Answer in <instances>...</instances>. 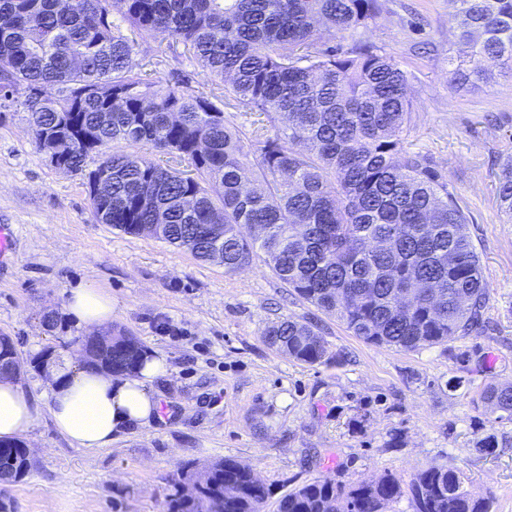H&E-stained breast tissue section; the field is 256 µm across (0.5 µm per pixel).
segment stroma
Instances as JSON below:
<instances>
[{
	"mask_svg": "<svg viewBox=\"0 0 512 512\" xmlns=\"http://www.w3.org/2000/svg\"><path fill=\"white\" fill-rule=\"evenodd\" d=\"M382 3L368 27L324 41L341 50L369 43L405 71L415 105L406 142L468 216L489 288L485 330L416 351L369 345L278 280L264 254L228 274L98 223L83 174L51 166L28 113L6 110L0 224L13 225L16 247L0 264V335L28 361L71 356L84 331L65 300L90 283L111 296L113 327L164 354L167 372L154 382L160 410L150 426L107 448H78L52 423L40 370L25 367L21 379L42 407L20 437L33 466L22 481L0 485V512H163L179 463L221 458L248 465L269 487L265 512L317 477L357 483L391 473L406 483L431 462L460 469L473 491L493 497L494 512H512V421L474 405L489 383L512 382V223L496 195L512 157V70L449 86L450 70L469 67L451 0ZM136 60L162 85L180 70L188 89H213L176 39L147 40ZM283 318L316 326L344 360L308 365L268 346L266 327ZM453 377L463 380L454 391ZM489 434L497 448L479 451Z\"/></svg>",
	"mask_w": 512,
	"mask_h": 512,
	"instance_id": "stroma-1",
	"label": "stroma"
}]
</instances>
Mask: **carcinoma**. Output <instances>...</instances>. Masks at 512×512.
I'll return each instance as SVG.
<instances>
[{"mask_svg": "<svg viewBox=\"0 0 512 512\" xmlns=\"http://www.w3.org/2000/svg\"><path fill=\"white\" fill-rule=\"evenodd\" d=\"M453 2L472 67L448 72V87L511 68L512 0ZM381 10V0H0V108L28 112L39 150H62L86 183L110 171L107 195L90 197L97 222L129 235L161 224V241L198 260L224 251L227 273L249 266L259 248L279 280L363 342L445 345L481 329L489 300L468 218L442 174L405 147L414 104L399 63L368 44L340 52L322 43ZM170 37L219 80L223 99L163 87L141 70L140 42ZM107 86L110 100L99 94ZM228 108L283 124L247 144ZM103 112L112 113L107 125ZM115 142L128 150L108 152ZM142 145L162 158L140 154ZM92 154L102 159L88 171ZM497 199L512 220L511 160ZM264 336L309 365L342 357L290 318ZM142 353L119 330L93 367L131 373ZM480 403L511 421L512 382L488 384ZM30 470L21 443L0 447V482ZM406 491L415 512H493V498L445 464L417 470L406 490L391 474L315 478L282 495L276 512H390ZM269 496L237 460L185 463L165 512H262Z\"/></svg>", "mask_w": 512, "mask_h": 512, "instance_id": "obj_1", "label": "carcinoma"}]
</instances>
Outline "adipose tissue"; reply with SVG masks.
Segmentation results:
<instances>
[{"mask_svg":"<svg viewBox=\"0 0 512 512\" xmlns=\"http://www.w3.org/2000/svg\"><path fill=\"white\" fill-rule=\"evenodd\" d=\"M66 312L88 330H101L112 321V299L102 289L80 284L69 290ZM165 372L164 359L150 356L142 369L124 375L90 370L72 358L54 363L48 369L50 417L73 446L106 447L156 419L160 403L152 383ZM39 417V402L22 381L0 380L1 439L27 432Z\"/></svg>","mask_w":512,"mask_h":512,"instance_id":"obj_1","label":"adipose tissue"}]
</instances>
